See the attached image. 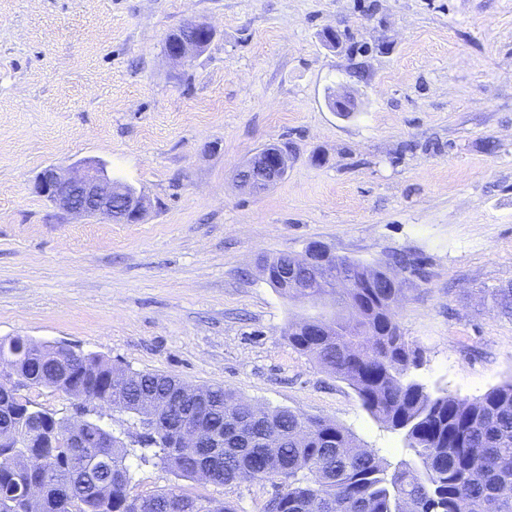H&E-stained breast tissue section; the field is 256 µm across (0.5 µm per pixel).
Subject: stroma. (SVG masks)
<instances>
[{
  "label": "stroma",
  "mask_w": 512,
  "mask_h": 512,
  "mask_svg": "<svg viewBox=\"0 0 512 512\" xmlns=\"http://www.w3.org/2000/svg\"><path fill=\"white\" fill-rule=\"evenodd\" d=\"M190 20L216 34L182 65L165 38ZM343 91L354 112L329 107ZM280 142L285 176L240 189L239 167ZM87 159L146 196L139 222L36 193L44 168ZM314 242L422 259L396 319L429 391L512 379L496 301L512 285V0H0V338L221 386L397 460L401 435L283 335L312 309L260 264ZM173 485L236 512L274 491L148 465L131 492Z\"/></svg>",
  "instance_id": "35a3bbf8"
}]
</instances>
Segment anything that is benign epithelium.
Listing matches in <instances>:
<instances>
[{
  "instance_id": "7a95c632",
  "label": "benign epithelium",
  "mask_w": 512,
  "mask_h": 512,
  "mask_svg": "<svg viewBox=\"0 0 512 512\" xmlns=\"http://www.w3.org/2000/svg\"><path fill=\"white\" fill-rule=\"evenodd\" d=\"M181 29L183 33L178 39L168 43L166 54L170 59L187 65L206 49L215 36V30L203 21L188 22ZM289 160L286 143L263 148L240 168V187L250 191L269 187L286 174ZM35 189L64 213L102 215L119 224L137 222L147 207V200L141 192L127 183L110 178L105 166L94 161H85L67 169L50 165L37 177ZM333 257L334 253L328 247L315 244L299 256H288V261L278 264L276 271L267 269L264 275L272 286L284 294L319 304L323 299L306 291L309 284L296 279L295 271L300 266L315 263L325 266ZM316 280L333 296L345 298L348 289L360 287L361 283L372 280V276L364 274L356 279L345 267L340 266L330 273L317 276ZM24 384L25 377L17 370L14 358L7 354L0 356V386L18 393L24 389ZM71 396L79 400L74 415L70 417L72 434L69 439L75 442V434L90 420L87 401L90 393L82 389L71 392Z\"/></svg>"
}]
</instances>
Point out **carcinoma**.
I'll return each instance as SVG.
<instances>
[{
	"label": "carcinoma",
	"instance_id": "cac0c4a2",
	"mask_svg": "<svg viewBox=\"0 0 512 512\" xmlns=\"http://www.w3.org/2000/svg\"><path fill=\"white\" fill-rule=\"evenodd\" d=\"M421 270L416 259L391 255L371 267ZM400 291L355 289V313L367 336L340 326L327 333L315 323L288 329V343L348 382L361 406L403 434V458H380L360 448L343 427L324 419L269 408L222 387L202 402L177 397L180 381L158 373L113 368L80 356L65 382L90 387L95 418L75 444L66 419L26 396L0 389V512H235L234 506L188 497L175 488L149 496L130 492L133 470L153 464L184 478L210 474L216 484L271 481L265 512H512V379L480 397L434 394L417 379L421 356L402 335L394 304ZM28 338L0 339L20 352L31 385L59 384V350L26 351ZM184 425L200 429L206 447L180 448ZM41 480L40 496L24 494Z\"/></svg>",
	"mask_w": 512,
	"mask_h": 512
}]
</instances>
